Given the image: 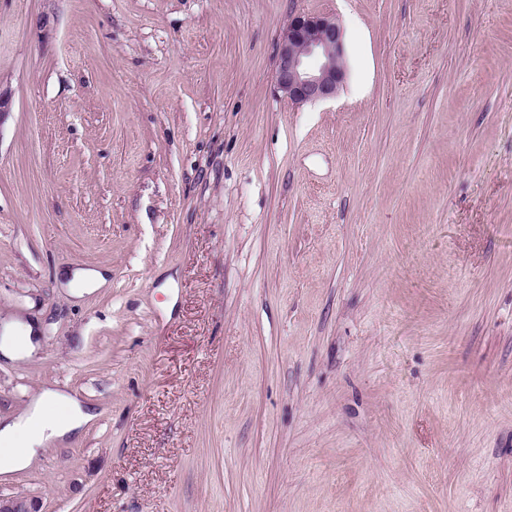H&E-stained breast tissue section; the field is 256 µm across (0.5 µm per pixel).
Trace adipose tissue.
Listing matches in <instances>:
<instances>
[{
  "label": "adipose tissue",
  "instance_id": "adipose-tissue-1",
  "mask_svg": "<svg viewBox=\"0 0 512 512\" xmlns=\"http://www.w3.org/2000/svg\"><path fill=\"white\" fill-rule=\"evenodd\" d=\"M38 336L36 323L10 321L0 329V355L13 360L30 357ZM92 418L91 410L79 401L56 392L44 393L25 414L0 425V447L7 449L0 454V474L28 467L43 445L66 444Z\"/></svg>",
  "mask_w": 512,
  "mask_h": 512
}]
</instances>
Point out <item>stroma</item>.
I'll list each match as a JSON object with an SVG mask.
<instances>
[{
	"label": "stroma",
	"instance_id": "35a3bbf8",
	"mask_svg": "<svg viewBox=\"0 0 512 512\" xmlns=\"http://www.w3.org/2000/svg\"><path fill=\"white\" fill-rule=\"evenodd\" d=\"M12 319L0 420L95 414L0 475L42 512H512V0H0ZM346 78L343 33L328 16H293L278 44L275 81L296 105L333 100ZM105 284V273L90 266L75 270L68 282L70 294L78 298L97 288H102ZM38 325L33 322L13 320L5 324L0 354L13 360L30 357L36 349Z\"/></svg>",
	"mask_w": 512,
	"mask_h": 512
}]
</instances>
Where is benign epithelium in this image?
Wrapping results in <instances>:
<instances>
[{
  "mask_svg": "<svg viewBox=\"0 0 512 512\" xmlns=\"http://www.w3.org/2000/svg\"><path fill=\"white\" fill-rule=\"evenodd\" d=\"M346 78L343 33L328 16H293L278 44L275 81L296 105L333 100ZM0 512H41L22 496L0 494Z\"/></svg>",
  "mask_w": 512,
  "mask_h": 512,
  "instance_id": "7a95c632",
  "label": "benign epithelium"
}]
</instances>
